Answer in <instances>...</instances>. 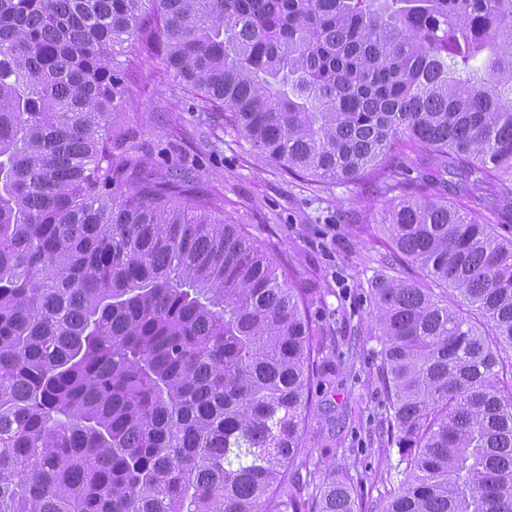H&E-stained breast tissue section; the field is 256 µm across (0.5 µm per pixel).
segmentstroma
I'll list each match as a JSON object with an SVG mask.
<instances>
[{"mask_svg": "<svg viewBox=\"0 0 512 512\" xmlns=\"http://www.w3.org/2000/svg\"><path fill=\"white\" fill-rule=\"evenodd\" d=\"M118 63L136 89L123 121L127 138L156 150L158 168L191 170L193 191L211 201L214 216L246 225L260 242H277L294 257L307 286L322 297L312 312L330 329L325 353L340 357L344 372L313 387L320 405L311 426L313 452L296 461L300 479L290 484V492L312 498L332 463L340 475L360 472L358 491L365 500L384 498L399 455L380 440L382 345L369 333L373 317L364 285L390 250V239L379 227L390 199L369 183L313 191L258 157L225 126L223 114L198 111L195 96L173 76L127 53ZM360 224L372 225L371 234H359Z\"/></svg>", "mask_w": 512, "mask_h": 512, "instance_id": "35a3bbf8", "label": "stroma"}]
</instances>
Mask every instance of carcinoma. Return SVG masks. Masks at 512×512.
<instances>
[{
  "label": "carcinoma",
  "mask_w": 512,
  "mask_h": 512,
  "mask_svg": "<svg viewBox=\"0 0 512 512\" xmlns=\"http://www.w3.org/2000/svg\"><path fill=\"white\" fill-rule=\"evenodd\" d=\"M128 48L285 173L400 197L366 292L382 512H512V239L484 210L512 209V0H0V512L376 508L348 472L288 493L340 374L316 295L182 170L112 152Z\"/></svg>",
  "instance_id": "obj_1"
}]
</instances>
